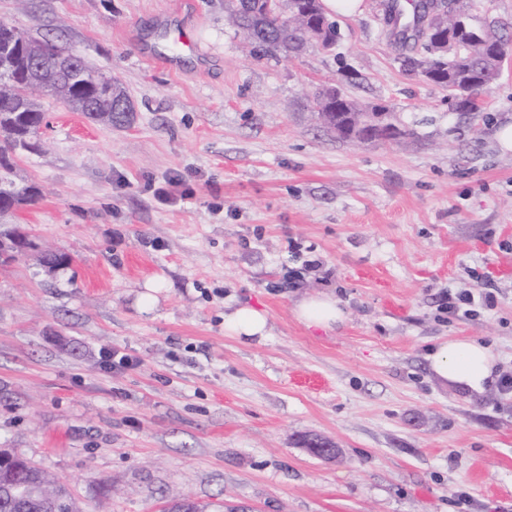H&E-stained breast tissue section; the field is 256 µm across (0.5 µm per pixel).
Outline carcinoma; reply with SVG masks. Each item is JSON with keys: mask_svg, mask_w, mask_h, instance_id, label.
I'll use <instances>...</instances> for the list:
<instances>
[{"mask_svg": "<svg viewBox=\"0 0 512 512\" xmlns=\"http://www.w3.org/2000/svg\"><path fill=\"white\" fill-rule=\"evenodd\" d=\"M254 2L252 13L229 19L252 53L280 51L286 46L288 54L298 56L310 47L307 30L318 22L317 18L311 16L303 23H296L286 15L264 9L260 0ZM380 7L383 30L398 60L402 66L418 70L430 57L431 35L427 33L430 12L442 11L448 28L455 29L460 22V10H470L472 3L412 0L406 14L398 7L397 0H382ZM511 26L512 23L499 18L486 19L469 34L467 48L454 62L455 76L444 86L457 111H474V103L497 79L503 60L512 51V42L506 34ZM54 56L53 49L44 48L37 69L33 70L28 52L6 53L0 49V75L6 73L15 78L13 83L0 81V197L4 198L1 214L9 212L11 197L22 194L26 203L37 200L34 187L20 188L12 178L15 157L26 151L32 131L43 120L38 104L33 97L22 94L20 85L31 78L54 86ZM116 91H122V87L114 76L88 64L86 71L74 78L67 94L75 104H95L96 111L90 116L107 124L111 122L112 96ZM61 505L67 507L66 512H80L65 484L22 457L0 475V512H56Z\"/></svg>", "mask_w": 512, "mask_h": 512, "instance_id": "carcinoma-1", "label": "carcinoma"}]
</instances>
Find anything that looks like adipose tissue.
I'll return each mask as SVG.
<instances>
[{
	"label": "adipose tissue",
	"mask_w": 512,
	"mask_h": 512,
	"mask_svg": "<svg viewBox=\"0 0 512 512\" xmlns=\"http://www.w3.org/2000/svg\"><path fill=\"white\" fill-rule=\"evenodd\" d=\"M295 312L307 326L316 328L330 329L345 319L336 299L326 293L300 299ZM428 360L439 378L475 392L483 391L496 379L493 355L488 347L474 340L441 342L431 348Z\"/></svg>",
	"instance_id": "obj_1"
}]
</instances>
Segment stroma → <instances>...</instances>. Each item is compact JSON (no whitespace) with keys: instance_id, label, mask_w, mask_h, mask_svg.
Masks as SVG:
<instances>
[{"instance_id":"35a3bbf8","label":"stroma","mask_w":512,"mask_h":512,"mask_svg":"<svg viewBox=\"0 0 512 512\" xmlns=\"http://www.w3.org/2000/svg\"><path fill=\"white\" fill-rule=\"evenodd\" d=\"M378 3L337 18L332 51L258 57L227 0H0V21L112 73L136 107L109 128L42 98L44 146L15 169L41 195L0 214L72 257L0 266V448L83 512L179 496L206 512H512V394L443 382L426 359L474 339L512 373V151L495 137L512 56L480 114L455 111L401 66ZM172 12L196 45L175 71L151 60ZM340 81L409 136L322 128L313 95ZM462 291L496 303L442 313ZM324 292L346 314L333 330L295 314ZM242 305L268 336L225 330Z\"/></svg>"}]
</instances>
